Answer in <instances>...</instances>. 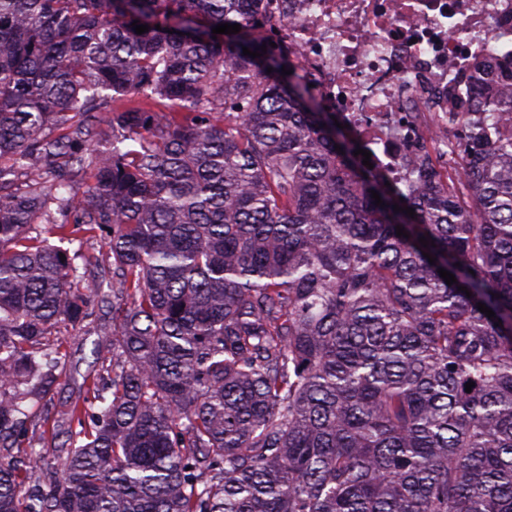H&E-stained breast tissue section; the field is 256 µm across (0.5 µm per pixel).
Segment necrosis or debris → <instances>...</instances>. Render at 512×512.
Masks as SVG:
<instances>
[{"instance_id": "obj_1", "label": "necrosis or debris", "mask_w": 512, "mask_h": 512, "mask_svg": "<svg viewBox=\"0 0 512 512\" xmlns=\"http://www.w3.org/2000/svg\"><path fill=\"white\" fill-rule=\"evenodd\" d=\"M268 11L263 36L288 51L393 182L409 184L407 158L438 128L445 148L426 160L454 168L448 147L462 131L444 125L448 108L471 112L485 138L501 130L474 103L507 76L512 0H271Z\"/></svg>"}]
</instances>
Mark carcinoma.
I'll return each instance as SVG.
<instances>
[{
    "label": "carcinoma",
    "mask_w": 512,
    "mask_h": 512,
    "mask_svg": "<svg viewBox=\"0 0 512 512\" xmlns=\"http://www.w3.org/2000/svg\"><path fill=\"white\" fill-rule=\"evenodd\" d=\"M258 2L0 0V512H512V126L390 183ZM55 331L57 333H53L60 338H65L66 342L65 347L69 353L68 359V372L70 370L71 380L69 381H61V385L57 388L55 394L51 397L49 401L47 398V406L45 407V411L48 409L49 411H53L54 406H60L62 403L66 401L74 400L78 398L79 395H83V378L82 374L86 372L88 369V365L92 362L91 357V347L92 341L96 338L95 335L86 336V341H83L81 337H74V332L71 330L70 326H60Z\"/></svg>",
    "instance_id": "1"
}]
</instances>
